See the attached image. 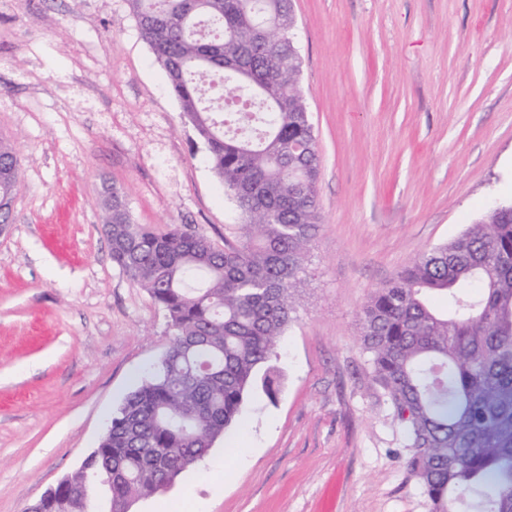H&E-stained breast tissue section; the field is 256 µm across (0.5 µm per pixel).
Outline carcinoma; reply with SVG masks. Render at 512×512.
Segmentation results:
<instances>
[{
	"instance_id": "carcinoma-1",
	"label": "carcinoma",
	"mask_w": 512,
	"mask_h": 512,
	"mask_svg": "<svg viewBox=\"0 0 512 512\" xmlns=\"http://www.w3.org/2000/svg\"><path fill=\"white\" fill-rule=\"evenodd\" d=\"M242 223L224 247L132 221L102 189L112 262L173 330L69 477L82 512H129L202 460L294 319L320 214L316 139L290 0H127ZM21 167L0 141V196ZM370 379L405 427L430 512H512V205L415 256L359 310Z\"/></svg>"
}]
</instances>
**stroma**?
Wrapping results in <instances>:
<instances>
[{
    "instance_id": "1",
    "label": "stroma",
    "mask_w": 512,
    "mask_h": 512,
    "mask_svg": "<svg viewBox=\"0 0 512 512\" xmlns=\"http://www.w3.org/2000/svg\"><path fill=\"white\" fill-rule=\"evenodd\" d=\"M322 222L276 399L130 512H429L368 378L358 312L417 254L512 204V0H292ZM0 138L23 185L0 236V512L78 470L172 332L112 261L103 185L134 223L215 244L241 216L126 0H0ZM231 474L216 490L211 470Z\"/></svg>"
}]
</instances>
